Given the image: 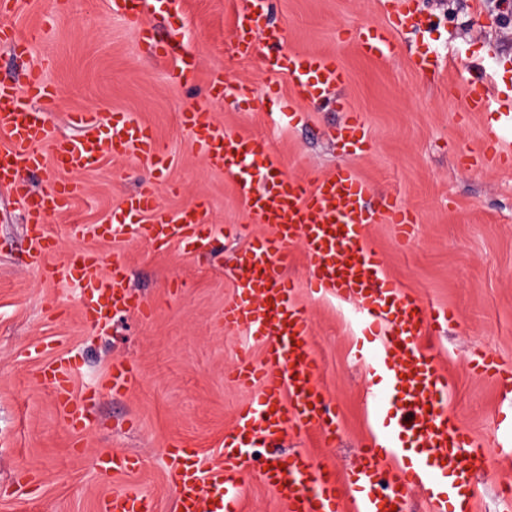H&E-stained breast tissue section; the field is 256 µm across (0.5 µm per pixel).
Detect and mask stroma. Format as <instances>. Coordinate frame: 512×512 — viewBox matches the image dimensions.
I'll use <instances>...</instances> for the list:
<instances>
[{
  "mask_svg": "<svg viewBox=\"0 0 512 512\" xmlns=\"http://www.w3.org/2000/svg\"><path fill=\"white\" fill-rule=\"evenodd\" d=\"M241 2L179 0L169 14H144L141 24L199 56L198 76L187 84L170 80L174 58L151 59L139 24L112 15L108 0H19L9 17L32 50L22 61L0 49V77L17 75L26 63L43 68L58 90L55 134H71L69 112H130L152 127L171 165L160 173L135 160L105 159L81 175L86 191L71 209L46 221L58 238L50 263L64 264L80 248L98 253L107 269L121 261L133 294L153 307L149 318L119 316L102 330L81 321L76 282L46 281L31 268L21 207L0 189V512H97L99 499L113 491L148 493L157 512H175L165 468L169 444L197 449L206 466L223 457L224 433L249 398L227 373L242 353L258 360L263 352L260 341L224 326V303L234 294L226 268L260 228L249 223L236 183L197 153L181 122L192 104L207 105L227 130L269 137L290 176L326 175L349 164L370 183L372 204L393 201L415 215L409 247H400L388 224L372 225L368 235L389 278L420 301L457 313L429 343L452 382L453 412L485 450L477 512H500V493L512 487V465L494 447L503 393L472 372L469 357L489 348L512 363V171L482 165L487 118L448 87L482 68L512 84V0H420L434 20L420 40L453 62L435 77L415 70V37L399 38L384 58L364 56L349 41L360 28L384 24L398 0H273L271 20L284 30L289 49L335 56L347 70L340 94L362 114L373 143L363 158L346 155L326 136L342 113L297 97L287 75L237 55ZM218 74L231 88L276 84L280 98L236 106L208 98V83ZM286 106L299 119L283 116ZM150 181L167 211L204 203L211 223L223 229V254L204 259L129 237L69 235L70 227L104 223ZM287 275L308 310L319 380L340 411L341 435L331 447L315 434L293 435L280 452L304 449L342 476L357 464L369 429L364 394L371 379L356 360L363 334L350 305L315 291L301 246L292 249ZM61 359L74 368L76 397L89 402L82 431L67 429L51 387L36 378ZM116 360L138 371L134 390L122 397L108 386ZM113 449L138 467L118 478L102 476L94 458Z\"/></svg>",
  "mask_w": 512,
  "mask_h": 512,
  "instance_id": "obj_1",
  "label": "stroma"
}]
</instances>
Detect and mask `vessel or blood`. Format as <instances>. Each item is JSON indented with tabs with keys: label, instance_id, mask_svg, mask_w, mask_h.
<instances>
[{
	"label": "vessel or blood",
	"instance_id": "b4317fda",
	"mask_svg": "<svg viewBox=\"0 0 512 512\" xmlns=\"http://www.w3.org/2000/svg\"><path fill=\"white\" fill-rule=\"evenodd\" d=\"M167 3L109 0V8L140 24L142 42L155 57H175L172 77L186 80L196 70L195 53L176 50L140 23L148 7L159 9ZM13 7L14 0H0V46L26 56L29 42L7 21ZM267 8L268 0H245L238 11L235 47L240 55L259 57L266 70L288 75L298 96L307 100L346 84L347 73L336 57L287 49L283 29L264 22ZM427 24L417 0H402L386 25L358 31L355 41L361 52L380 57L394 47L400 32L419 31ZM461 90L471 111L498 107L496 119L485 130L482 158L491 167L511 165L512 140L502 128L512 127V95L499 90L491 73L466 81ZM56 95L55 86L34 67L28 68L22 83L0 81V186L23 203L33 269L50 280L76 281L84 294L83 323L102 329L118 313L147 315V305L128 292L121 262H113L111 272L103 273L97 253L87 250L75 265L50 264L56 241L45 227L46 219L69 210L81 190L76 175L95 171L105 159H135L160 171L169 167L170 158L150 126L130 113H113L111 123L105 124L98 113L74 112L69 121L80 128V136L51 137L45 105ZM336 108L345 119L333 130V138L350 155L371 152L362 116L341 101ZM182 122L207 165L236 179L251 223L268 226L269 231L255 236L236 262L235 294L224 305L225 328L264 343L261 361L241 358L231 373L232 381L252 397L224 434L223 461L206 468L193 449L170 446L167 470L176 512H241L242 490L254 474L251 448L273 447L288 436L310 432L331 444L339 434V410L317 383L320 361L308 314L286 276L297 244L303 247L317 289L359 303L360 324L370 332L369 346L359 350L358 360L374 379L366 397L371 430L359 465L346 476L300 451L285 459L269 458L261 479L285 512H406L409 494L417 487L426 490L430 512H476L473 470L483 453L453 415L448 376L437 354L423 342L455 314L425 305L386 276L383 257L366 235L370 225L387 222L395 226L401 243L410 244L415 235L412 213L392 202L373 208L368 202L370 184L350 166L307 180L281 174V161L267 139L225 130L204 105L188 107ZM47 141L52 144L48 155L41 149ZM50 161L64 171V178L52 181L40 194H30L24 173L44 169ZM98 231L112 238L129 234L158 247L175 242L188 253L218 236L203 204L169 213L150 184L113 209ZM471 363L475 372L495 378L510 395L498 418L511 419L512 366L488 350L474 352ZM42 379L52 387L67 428L84 429L85 405L72 395L70 367L54 363ZM136 382L133 365L113 362V393L127 394ZM406 448L414 449V457L404 458ZM98 461L108 477L136 466L117 451L100 454ZM99 512L156 508L149 495L114 492L101 500Z\"/></svg>",
	"mask_w": 512,
	"mask_h": 512
}]
</instances>
